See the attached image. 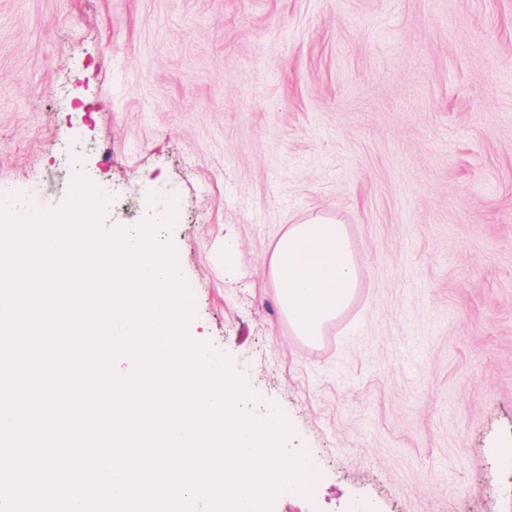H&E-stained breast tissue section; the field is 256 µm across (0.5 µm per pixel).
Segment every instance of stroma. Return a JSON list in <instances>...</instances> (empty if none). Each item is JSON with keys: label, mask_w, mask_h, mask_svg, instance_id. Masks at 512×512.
Here are the masks:
<instances>
[{"label": "stroma", "mask_w": 512, "mask_h": 512, "mask_svg": "<svg viewBox=\"0 0 512 512\" xmlns=\"http://www.w3.org/2000/svg\"><path fill=\"white\" fill-rule=\"evenodd\" d=\"M75 151L320 471L271 512H512V0H0V196ZM315 215L359 287L311 343L270 256Z\"/></svg>", "instance_id": "1"}]
</instances>
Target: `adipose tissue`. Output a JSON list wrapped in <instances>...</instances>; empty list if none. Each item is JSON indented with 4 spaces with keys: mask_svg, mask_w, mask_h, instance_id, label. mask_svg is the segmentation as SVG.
<instances>
[{
    "mask_svg": "<svg viewBox=\"0 0 512 512\" xmlns=\"http://www.w3.org/2000/svg\"><path fill=\"white\" fill-rule=\"evenodd\" d=\"M271 269L295 334L310 338L348 306L359 280L346 225L321 215L288 226L274 243Z\"/></svg>",
    "mask_w": 512,
    "mask_h": 512,
    "instance_id": "1",
    "label": "adipose tissue"
}]
</instances>
